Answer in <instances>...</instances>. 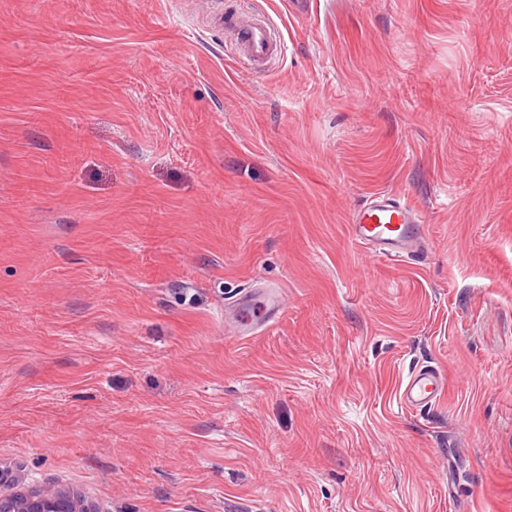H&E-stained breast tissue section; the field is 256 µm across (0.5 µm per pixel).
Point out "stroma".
<instances>
[{"instance_id":"35a3bbf8","label":"stroma","mask_w":512,"mask_h":512,"mask_svg":"<svg viewBox=\"0 0 512 512\" xmlns=\"http://www.w3.org/2000/svg\"><path fill=\"white\" fill-rule=\"evenodd\" d=\"M286 2L0 0V464L100 512H512V0ZM377 192L419 251L352 241ZM245 26L246 37L239 44V56L249 65L260 67L276 53L277 45L266 25L246 20ZM251 298L244 299L237 306L229 312V324L232 326L234 333L241 339H245L252 335L255 331L253 316L251 314ZM441 377L432 370H414L401 384L398 400L409 408L432 405L440 393Z\"/></svg>"}]
</instances>
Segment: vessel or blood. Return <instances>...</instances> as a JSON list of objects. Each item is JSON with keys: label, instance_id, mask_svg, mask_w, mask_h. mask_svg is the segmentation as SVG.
I'll list each match as a JSON object with an SVG mask.
<instances>
[{"label": "vessel or blood", "instance_id": "vessel-or-blood-1", "mask_svg": "<svg viewBox=\"0 0 512 512\" xmlns=\"http://www.w3.org/2000/svg\"><path fill=\"white\" fill-rule=\"evenodd\" d=\"M277 51V45L266 25L247 22L246 37L239 45V55L249 65L265 64ZM420 223L417 212L410 206L386 194H376L369 203L353 215L350 231L353 241L373 247L379 255L392 259L411 252L418 241L416 229ZM229 323L235 334L247 338L255 331L250 300H242L229 313ZM441 388V378L430 370H415L401 384L398 400L410 408L433 404Z\"/></svg>", "mask_w": 512, "mask_h": 512}]
</instances>
